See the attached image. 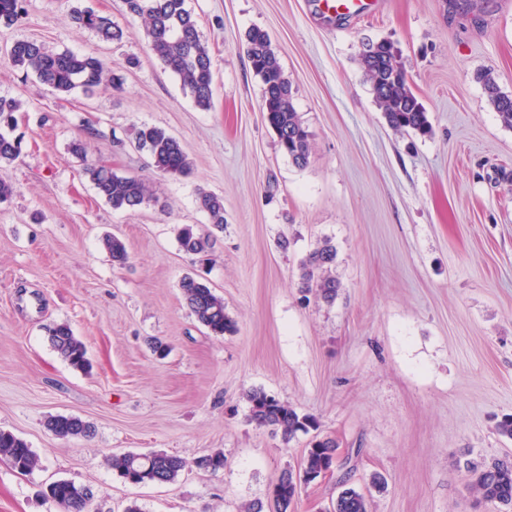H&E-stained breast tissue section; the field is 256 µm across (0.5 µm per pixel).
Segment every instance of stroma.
Segmentation results:
<instances>
[{"instance_id":"stroma-1","label":"stroma","mask_w":512,"mask_h":512,"mask_svg":"<svg viewBox=\"0 0 512 512\" xmlns=\"http://www.w3.org/2000/svg\"><path fill=\"white\" fill-rule=\"evenodd\" d=\"M377 0L339 19L317 0H186L213 55V97L198 108L150 52L121 0H25L0 27V95L22 100V153L0 164L15 192L0 205V429L37 457L26 473L0 461V512H60L53 481L90 486L92 512H238L299 470L308 435L291 442L248 420L262 389L315 417L344 469L304 486L294 512H330L340 478L370 512H494L474 507L467 462L512 458L495 426L512 414V128L477 80L493 72L512 96V0ZM83 4L125 28L104 43L75 27ZM270 36L311 134L306 166L279 148L261 112L262 84L244 52L252 28ZM20 39L94 51L122 79L92 94L57 93L13 67ZM392 44L433 133L391 129L358 63L363 43ZM166 129L192 164L152 172L134 146L141 124ZM88 139L87 159L70 151ZM149 178L154 199L113 210L86 162ZM224 198V230L205 266L177 230L204 231L198 189ZM128 250L113 265L100 239ZM336 247L335 302L305 301L300 263ZM203 270L236 331L213 335L186 306L181 278ZM69 324L86 369L51 347ZM167 351L157 354L154 342ZM90 422L86 438L46 429L52 415ZM224 453L223 471L194 462ZM187 462L164 485H134L107 466L122 452ZM381 475L384 488L372 486Z\"/></svg>"}]
</instances>
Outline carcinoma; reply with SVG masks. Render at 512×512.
<instances>
[{
  "mask_svg": "<svg viewBox=\"0 0 512 512\" xmlns=\"http://www.w3.org/2000/svg\"><path fill=\"white\" fill-rule=\"evenodd\" d=\"M186 0H122L125 13L144 22L147 46L152 54L176 75L183 90L194 104L207 109L213 95L212 57L202 39L197 20L185 6ZM23 0H0V23H14L22 12ZM71 18L81 28L93 31L102 42L123 38L124 31L108 16L91 8H75ZM246 53L252 70L263 86L262 112L268 126L275 132L280 149L298 166H305L311 152L310 134L293 106L292 85L284 75L279 58L272 48L269 35L251 29L246 36ZM8 59L15 67L30 70L52 89L69 94L80 88L91 90L103 83L117 85L105 60L95 52H56L36 40H19L9 48ZM361 66L382 109L387 124L395 131H413L426 135L431 130L427 112L411 89L407 75L396 60L392 45L387 41L370 44L369 51L360 54ZM487 97L501 121L512 128V97L499 91L492 73L480 75ZM21 101L0 96V163L15 161L21 154L22 140L13 135L15 113ZM136 148L147 152L151 166L165 175L179 177L190 172L191 161L179 140L157 126L143 124L135 133ZM97 194L114 210L134 211L152 199L149 182L140 177L120 175L111 167L90 163L84 167ZM199 208L204 211L211 230L199 233L187 225L178 231L180 249L187 255L204 256L215 244L216 233L224 230V198L205 190L197 194ZM102 246L112 263L124 265L128 260L125 243L116 236L102 240ZM336 246L328 239L318 245L300 264V283L304 294L331 303L341 288L333 273ZM180 288L186 305L195 319L211 333L222 336L235 329L234 321L224 309V299L207 285L200 275L182 278ZM48 340L60 357L76 370L89 365L87 349L71 327L59 324L50 330ZM248 420L260 428L281 433L289 442L298 433L318 428L317 420L299 413L288 403L254 389L246 394ZM46 428L62 438L87 437L90 423L71 415L47 418ZM338 443L333 437L315 438L306 448L299 473L287 469L277 479L280 490L279 512L299 499L301 486L314 481L333 465ZM0 460L24 473L36 464V456L27 442L13 433L0 430ZM225 458L214 451L196 460V467L211 473L224 469ZM107 465L132 484H167L175 481L186 467L177 455L161 452L116 454ZM467 488L479 503L503 507L512 512V460L499 459L490 463H475L468 467ZM332 503L333 512H368L366 496L343 478ZM88 488L71 480L54 481L47 486L45 498L66 512H90Z\"/></svg>",
  "mask_w": 512,
  "mask_h": 512,
  "instance_id": "1",
  "label": "carcinoma"
}]
</instances>
